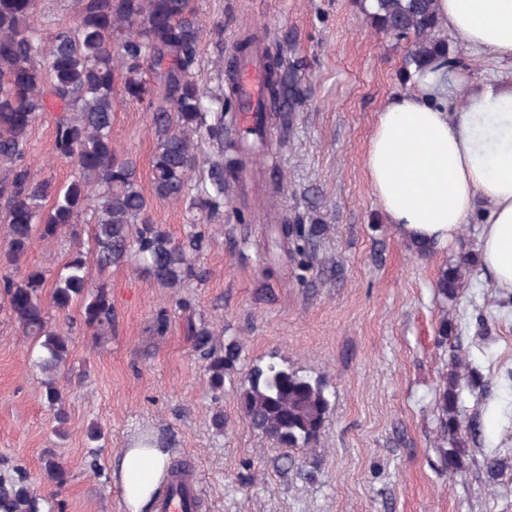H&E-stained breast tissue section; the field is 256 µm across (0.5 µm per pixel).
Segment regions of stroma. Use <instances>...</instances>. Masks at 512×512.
<instances>
[{"mask_svg":"<svg viewBox=\"0 0 512 512\" xmlns=\"http://www.w3.org/2000/svg\"><path fill=\"white\" fill-rule=\"evenodd\" d=\"M202 24L196 80L224 88V71L245 29L301 62L306 102L288 119L268 123L266 139L246 141L249 164L240 184L214 214L203 197L219 155L196 143L199 164L187 199L150 200V217L170 236L201 233L198 277L164 288L131 265L111 269L115 323L93 340L72 328L61 372L68 413L65 437L44 402L31 366L33 345L0 311V475L27 472L49 492L40 458L53 449L71 478L64 512H123L112 479L122 448L148 437L170 461L196 470L204 512H512V472L499 491L485 487L482 460L512 457V297L498 295L484 265L453 302L434 292L441 265L459 243L423 256L411 253L388 224L367 177L364 158L383 104L406 87L398 80L406 52L366 25L354 0H193ZM54 112L30 135L36 178L63 184L70 163L54 157ZM152 115L117 101L112 146L132 158L150 189L156 141ZM300 215L326 230L314 247L283 242L275 219ZM79 238L36 240L21 270L56 272L88 248ZM453 316L474 367L489 385L484 398L466 396L465 416L494 407L467 471L447 476L433 446L438 428L435 390L448 359L437 344L442 315ZM209 329L216 346L242 349L233 374L278 361L320 376L333 393L320 448L286 468L283 451L255 434L235 391L214 397L192 333ZM224 414L216 435L212 417ZM103 433L98 457L88 431Z\"/></svg>","mask_w":512,"mask_h":512,"instance_id":"35a3bbf8","label":"stroma"}]
</instances>
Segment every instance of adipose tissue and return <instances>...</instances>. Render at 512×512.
<instances>
[{"mask_svg":"<svg viewBox=\"0 0 512 512\" xmlns=\"http://www.w3.org/2000/svg\"><path fill=\"white\" fill-rule=\"evenodd\" d=\"M448 31L508 69L448 107L446 70L414 75L378 114L365 168L388 223L407 241L448 245L483 210L479 251L493 284L512 293V0H437ZM166 449H123L114 471L127 512H146Z\"/></svg>","mask_w":512,"mask_h":512,"instance_id":"ef3b65f1","label":"adipose tissue"}]
</instances>
